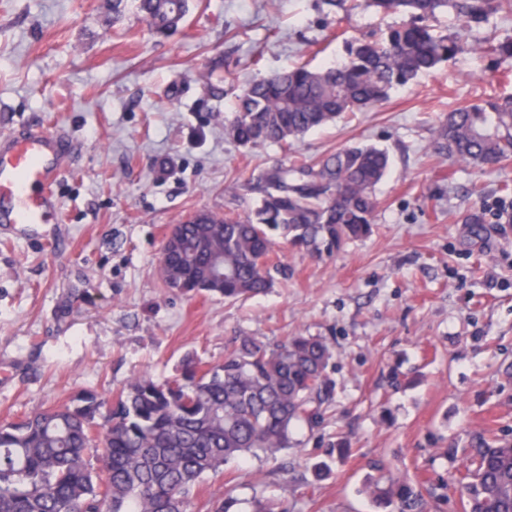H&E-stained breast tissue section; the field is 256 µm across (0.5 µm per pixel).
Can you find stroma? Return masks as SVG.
<instances>
[{"label": "stroma", "instance_id": "35a3bbf8", "mask_svg": "<svg viewBox=\"0 0 512 512\" xmlns=\"http://www.w3.org/2000/svg\"><path fill=\"white\" fill-rule=\"evenodd\" d=\"M401 21L328 0H192L159 36L131 2L117 16L112 0H0V136L40 123L76 144L59 223L0 228V421L142 372L175 377L192 356L221 362L239 336H320L336 350L321 423L277 457L226 461L191 512L225 495L230 512L255 498L378 512L364 487L382 473L420 482L431 512H463V449L481 432L512 439V164L466 168L433 139L459 105L512 94V58L495 65L485 50L512 39V14L473 29L476 50L291 145L245 148L224 130L248 83L336 64L346 40ZM216 59L219 95L207 89ZM357 141L391 159L368 237L322 257L276 248L288 276L255 297L165 290L172 224L249 213L261 170Z\"/></svg>", "mask_w": 512, "mask_h": 512}]
</instances>
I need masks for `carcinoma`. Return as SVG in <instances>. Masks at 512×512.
Listing matches in <instances>:
<instances>
[{
    "instance_id": "cac0c4a2",
    "label": "carcinoma",
    "mask_w": 512,
    "mask_h": 512,
    "mask_svg": "<svg viewBox=\"0 0 512 512\" xmlns=\"http://www.w3.org/2000/svg\"><path fill=\"white\" fill-rule=\"evenodd\" d=\"M348 13L376 8L408 21L379 40L345 45L323 70L304 65L256 80L237 96L226 125L240 146L283 144L346 112L384 102L392 89L472 47L467 32L512 0H329ZM160 35L174 31L189 0H136ZM452 11L446 37L432 22ZM435 147L478 168L512 160V96L464 105L440 126ZM387 151L353 143L307 161L261 171L263 197L247 215L207 210L180 220L164 243L160 279L170 289L236 300L271 288L274 242L331 254L371 233L375 190ZM333 347L296 334L280 343L240 336L224 361L188 359L181 377L143 373L112 398L83 391L69 403L0 422V512H188L210 475L234 457H274L295 444L300 424L315 426L332 399ZM464 512H512V441L477 438L456 480ZM367 492L381 512H426L416 485L389 478Z\"/></svg>"
}]
</instances>
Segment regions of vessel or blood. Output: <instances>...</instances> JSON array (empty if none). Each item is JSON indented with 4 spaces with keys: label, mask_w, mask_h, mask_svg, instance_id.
I'll list each match as a JSON object with an SVG mask.
<instances>
[{
    "label": "vessel or blood",
    "mask_w": 512,
    "mask_h": 512,
    "mask_svg": "<svg viewBox=\"0 0 512 512\" xmlns=\"http://www.w3.org/2000/svg\"><path fill=\"white\" fill-rule=\"evenodd\" d=\"M70 154L67 139L40 127L1 137L0 223H57L54 187Z\"/></svg>",
    "instance_id": "b4317fda"
}]
</instances>
